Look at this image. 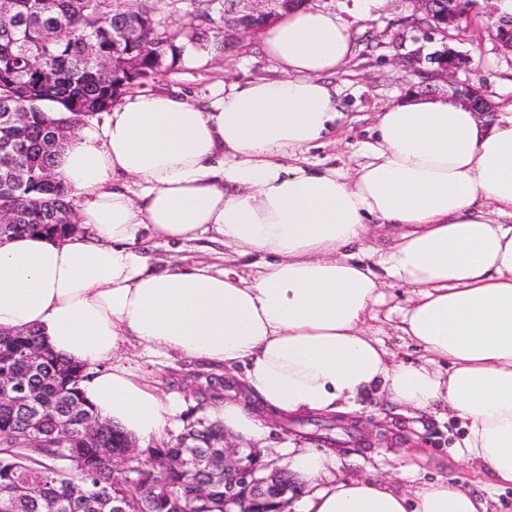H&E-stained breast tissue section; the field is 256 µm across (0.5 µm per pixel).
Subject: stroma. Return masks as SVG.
<instances>
[{"mask_svg": "<svg viewBox=\"0 0 512 512\" xmlns=\"http://www.w3.org/2000/svg\"><path fill=\"white\" fill-rule=\"evenodd\" d=\"M312 6L336 14L354 43V54L328 81L336 92L339 116L333 131L300 156L303 165L314 169L333 168L348 175L365 160L364 149L375 139L377 115L386 107L415 92L448 97L444 83H431L428 58L442 44L467 54L468 70L457 81L476 85L494 112L512 106V54L500 49L495 30L476 8L467 24L451 32L449 39L433 33L418 21L413 0H384L371 13L358 11L355 0H311ZM209 41L214 48L201 52L200 63L181 64L176 70L147 83L150 91H180L189 100L205 102L225 81L246 82L276 77L277 72L263 52V36L256 33L223 41L219 26H212ZM140 250L151 266L165 269L175 265L205 263L246 276L255 273L263 257L257 252L233 253L224 245L206 239L167 243L143 238ZM382 297L366 322L367 331L393 355L395 361L426 364L427 353L398 329L400 314L409 305L410 289L388 281ZM118 358L144 376L163 395L177 396L181 411L168 432L169 441L183 433L189 423L217 421L213 401L203 400L200 390L208 383L223 384L224 396L243 394L244 373L236 367L225 371L191 358H176L138 344L124 347ZM270 431L258 454L262 462L285 467L283 452L288 443L318 448L312 426L301 425L299 417L270 416ZM466 430L462 420L445 414L417 415L395 412L378 394L363 397L343 428L334 430L337 439L335 476L339 479L379 476L397 491L411 492L424 481L442 476L462 489L486 498L491 512H512V487L495 485L478 476L474 463H457L451 456L456 441Z\"/></svg>", "mask_w": 512, "mask_h": 512, "instance_id": "1", "label": "stroma"}]
</instances>
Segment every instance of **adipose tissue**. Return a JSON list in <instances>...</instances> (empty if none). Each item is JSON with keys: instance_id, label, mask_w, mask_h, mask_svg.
<instances>
[{"instance_id": "obj_1", "label": "adipose tissue", "mask_w": 512, "mask_h": 512, "mask_svg": "<svg viewBox=\"0 0 512 512\" xmlns=\"http://www.w3.org/2000/svg\"><path fill=\"white\" fill-rule=\"evenodd\" d=\"M263 42L280 78L225 82L203 104L128 93L71 137L54 166L79 229L0 239V329L34 330L85 364L94 411L143 445L166 437L179 401L117 362L133 341L242 365L252 399L279 413H345L376 391L412 412L448 408L467 423L453 459L512 485V113L483 120L453 98L411 93L381 112L351 175L311 169L297 154L331 131L326 77L353 42L312 6ZM375 225L393 229L385 250L349 254ZM146 235H206L268 259L252 276L159 271L137 248ZM384 276L414 293L400 329L428 365L394 361L364 328ZM219 416L244 440L268 433L246 402L226 400ZM286 453L310 489L303 512H489L442 477L408 495L378 478L336 479L331 452Z\"/></svg>"}]
</instances>
